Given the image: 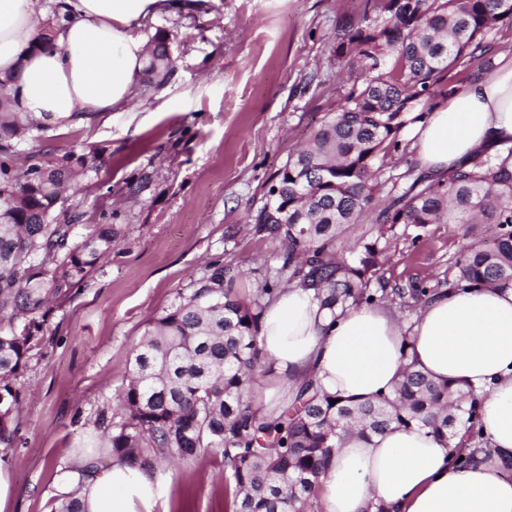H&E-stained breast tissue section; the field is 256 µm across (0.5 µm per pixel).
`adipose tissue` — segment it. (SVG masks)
I'll return each instance as SVG.
<instances>
[{
    "mask_svg": "<svg viewBox=\"0 0 512 512\" xmlns=\"http://www.w3.org/2000/svg\"><path fill=\"white\" fill-rule=\"evenodd\" d=\"M38 32V0H0V110L68 127L124 107L147 58L139 32L169 0H57ZM413 144L423 169L442 175L466 159L512 144V59L436 104ZM412 332L381 305L331 317L299 287L281 290L262 317L259 345L277 384L258 390L278 411L305 379L322 391L377 399L398 379L405 354L436 380L481 395L484 444L441 442L426 426L350 430L318 485L322 512H512V287L439 291L423 302ZM80 454L61 475L85 512H152L154 473L113 461L92 469Z\"/></svg>",
    "mask_w": 512,
    "mask_h": 512,
    "instance_id": "adipose-tissue-1",
    "label": "adipose tissue"
}]
</instances>
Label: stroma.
I'll return each mask as SVG.
<instances>
[{
	"label": "stroma",
	"mask_w": 512,
	"mask_h": 512,
	"mask_svg": "<svg viewBox=\"0 0 512 512\" xmlns=\"http://www.w3.org/2000/svg\"><path fill=\"white\" fill-rule=\"evenodd\" d=\"M354 0H203L143 28L168 37L176 71L159 88L139 85L129 106L85 124L46 127L18 147L28 156L101 151L99 172L78 177L68 203L77 234L122 228L112 253L51 303L21 376L16 447L0 465L16 493L6 512H51L59 476L95 433L100 409L117 407L150 322L189 296L209 266L233 269L251 297L275 279L283 246L256 233L253 215L273 173L339 106L362 69L337 57L336 25ZM485 224H432L418 241L394 239L386 288H433L461 245L485 240ZM154 512H226L224 460L211 453L163 465Z\"/></svg>",
	"instance_id": "stroma-1"
}]
</instances>
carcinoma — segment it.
Listing matches in <instances>:
<instances>
[{
  "label": "carcinoma",
  "instance_id": "carcinoma-1",
  "mask_svg": "<svg viewBox=\"0 0 512 512\" xmlns=\"http://www.w3.org/2000/svg\"><path fill=\"white\" fill-rule=\"evenodd\" d=\"M512 26V0H359L336 25V56H357L364 79L325 114L306 145L275 172L256 230L287 246L278 278L313 291L322 309L342 312L384 301L402 309L431 288L372 287L388 262L396 228L419 239L431 224H490L489 244H469L448 267L449 290L487 284L512 286V146L448 178L418 175L404 187L381 182L384 160L399 151V134L414 104L436 93L452 95L444 74L464 56L489 69L485 33ZM166 39L154 36L144 69L151 86L175 71ZM41 124L0 112V446L15 445L19 377L38 340L44 306L82 283L112 253L120 233L96 224L76 236L81 214L62 188L98 173L101 153L73 150L34 158L24 175L13 157ZM384 195V204L375 208ZM376 213L352 246L338 245L352 224ZM231 269L217 266L196 289L144 331L127 386L122 416L102 409L92 448H110L131 467L156 469L160 460L204 452L224 459L233 481L232 512H313L318 478L354 426L380 433L391 423L429 426L446 441L466 425L473 445L477 397L437 382L409 363L394 390L375 401L334 398L312 380L299 385L279 414L255 409L262 375L258 346L264 281L251 299L234 290Z\"/></svg>",
  "mask_w": 512,
  "mask_h": 512
}]
</instances>
